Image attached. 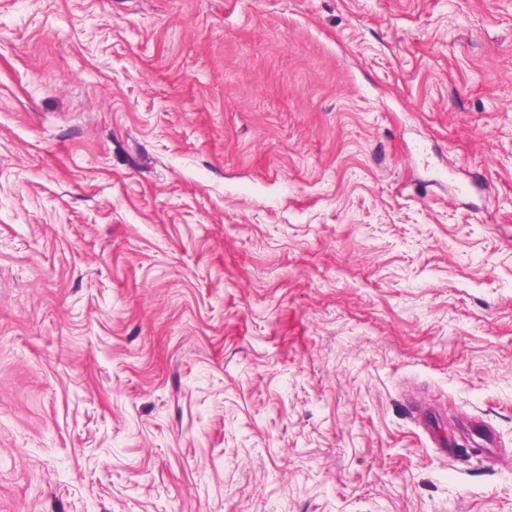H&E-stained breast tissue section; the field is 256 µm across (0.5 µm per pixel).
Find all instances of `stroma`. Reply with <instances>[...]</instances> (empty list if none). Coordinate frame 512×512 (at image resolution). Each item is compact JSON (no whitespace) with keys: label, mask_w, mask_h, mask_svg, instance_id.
I'll list each match as a JSON object with an SVG mask.
<instances>
[{"label":"stroma","mask_w":512,"mask_h":512,"mask_svg":"<svg viewBox=\"0 0 512 512\" xmlns=\"http://www.w3.org/2000/svg\"><path fill=\"white\" fill-rule=\"evenodd\" d=\"M0 512H512V0H0Z\"/></svg>","instance_id":"obj_1"}]
</instances>
